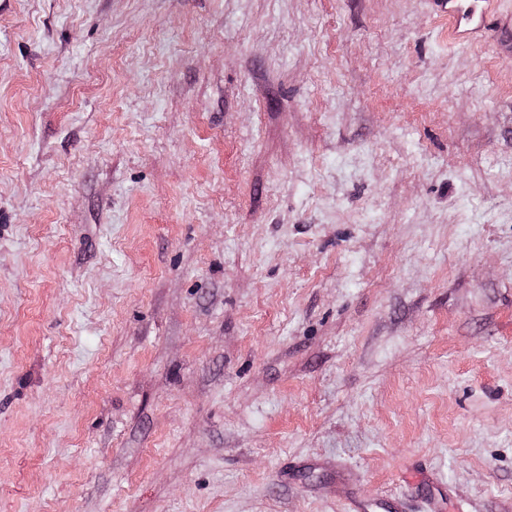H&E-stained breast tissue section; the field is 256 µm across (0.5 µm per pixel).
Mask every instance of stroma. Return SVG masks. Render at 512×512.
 I'll return each mask as SVG.
<instances>
[{
	"label": "stroma",
	"mask_w": 512,
	"mask_h": 512,
	"mask_svg": "<svg viewBox=\"0 0 512 512\" xmlns=\"http://www.w3.org/2000/svg\"><path fill=\"white\" fill-rule=\"evenodd\" d=\"M512 512V51L431 0L0 8V512Z\"/></svg>",
	"instance_id": "1"
}]
</instances>
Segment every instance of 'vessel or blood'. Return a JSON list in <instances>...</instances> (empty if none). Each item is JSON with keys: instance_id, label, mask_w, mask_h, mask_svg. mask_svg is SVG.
Returning <instances> with one entry per match:
<instances>
[{"instance_id": "vessel-or-blood-1", "label": "vessel or blood", "mask_w": 512, "mask_h": 512, "mask_svg": "<svg viewBox=\"0 0 512 512\" xmlns=\"http://www.w3.org/2000/svg\"><path fill=\"white\" fill-rule=\"evenodd\" d=\"M439 15L448 22L453 42L466 45L494 33L497 44L512 47V14L496 11V0H432Z\"/></svg>"}]
</instances>
